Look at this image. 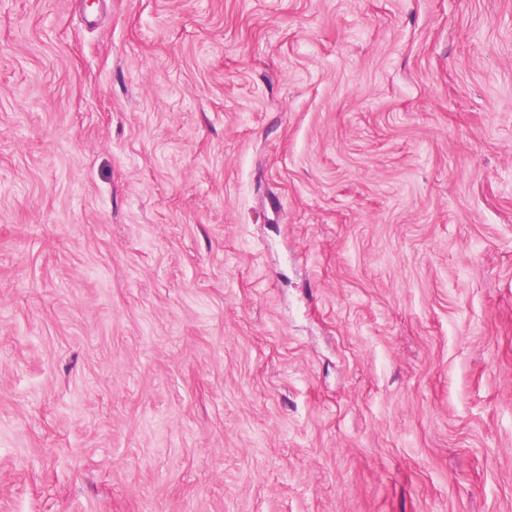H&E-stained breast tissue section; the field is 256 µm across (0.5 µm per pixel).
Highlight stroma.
I'll return each instance as SVG.
<instances>
[{
    "instance_id": "1",
    "label": "stroma",
    "mask_w": 512,
    "mask_h": 512,
    "mask_svg": "<svg viewBox=\"0 0 512 512\" xmlns=\"http://www.w3.org/2000/svg\"><path fill=\"white\" fill-rule=\"evenodd\" d=\"M0 512H512V0H0Z\"/></svg>"
}]
</instances>
